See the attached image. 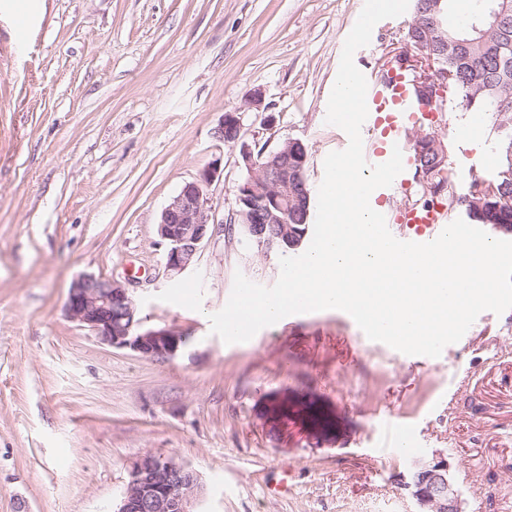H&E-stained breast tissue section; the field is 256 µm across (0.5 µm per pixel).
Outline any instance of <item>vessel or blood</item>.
Returning <instances> with one entry per match:
<instances>
[{"label":"vessel or blood","instance_id":"vessel-or-blood-1","mask_svg":"<svg viewBox=\"0 0 512 512\" xmlns=\"http://www.w3.org/2000/svg\"><path fill=\"white\" fill-rule=\"evenodd\" d=\"M368 117L364 129H380L383 143L374 148H364L368 164L378 165L388 161L394 145L400 144L408 126L420 120L424 107L416 102L412 93V82L407 75H395L391 82L368 88L366 94ZM388 229L402 241L427 243L440 233L443 216L434 208L388 209L384 212ZM387 444L390 449L403 454L413 453L419 443L413 428L407 424L391 426Z\"/></svg>","mask_w":512,"mask_h":512}]
</instances>
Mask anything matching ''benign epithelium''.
I'll use <instances>...</instances> for the list:
<instances>
[{
	"mask_svg": "<svg viewBox=\"0 0 512 512\" xmlns=\"http://www.w3.org/2000/svg\"><path fill=\"white\" fill-rule=\"evenodd\" d=\"M217 137L237 142L243 136L238 111L224 113ZM242 161L248 176L236 197L237 223L261 247L272 249L286 242L299 246L306 232L289 223L290 215L305 202L308 153L300 141L254 153L243 146ZM214 163L199 178L185 183L163 209L158 233L167 245L165 269L176 277L189 269L210 228L205 188L219 178ZM65 309L69 317L95 333L100 341L153 359L174 357L185 337L169 329H144L134 300L125 285L83 274L69 289ZM404 486L421 512H461L460 496L448 477V460L438 454L417 462ZM200 475L171 456L146 454L133 464L115 512H194L203 494Z\"/></svg>",
	"mask_w": 512,
	"mask_h": 512,
	"instance_id": "benign-epithelium-1",
	"label": "benign epithelium"
}]
</instances>
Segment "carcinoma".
Wrapping results in <instances>:
<instances>
[{
  "instance_id": "obj_1",
  "label": "carcinoma",
  "mask_w": 512,
  "mask_h": 512,
  "mask_svg": "<svg viewBox=\"0 0 512 512\" xmlns=\"http://www.w3.org/2000/svg\"><path fill=\"white\" fill-rule=\"evenodd\" d=\"M489 4L509 20L506 29L485 35L473 30L475 16ZM441 8L448 32V46H441L439 34L429 30L424 46H434L433 64L410 69L412 79L437 80L448 72V91L467 111L485 112L497 131L500 154L496 172L489 178L473 179L457 198L467 218L474 224L512 229V0H480L475 14L464 18L453 13L452 0H442ZM415 173L426 180L422 188L435 196L449 177L442 174L436 157L413 150Z\"/></svg>"
}]
</instances>
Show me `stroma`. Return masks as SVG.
<instances>
[{"mask_svg": "<svg viewBox=\"0 0 512 512\" xmlns=\"http://www.w3.org/2000/svg\"><path fill=\"white\" fill-rule=\"evenodd\" d=\"M13 2L0 9V512H115L150 452L200 475L197 512H415L399 477L438 453L463 512H512V309L481 313L464 344L426 359L340 310L244 343L211 331L235 273L273 285L281 257L230 221L246 172L242 144L215 135L221 117L243 111L256 150L301 141L317 189L348 139L325 117L361 0ZM410 19L378 22L358 64L378 73ZM440 116L408 141L441 139L455 187L490 176L491 125L473 130L447 102ZM216 161L209 235L170 277L160 214ZM83 274L126 283L143 328L185 345L156 360L102 343L65 311ZM275 401L287 417L271 416ZM394 421L414 426L416 453L385 452Z\"/></svg>", "mask_w": 512, "mask_h": 512, "instance_id": "obj_1", "label": "stroma"}]
</instances>
